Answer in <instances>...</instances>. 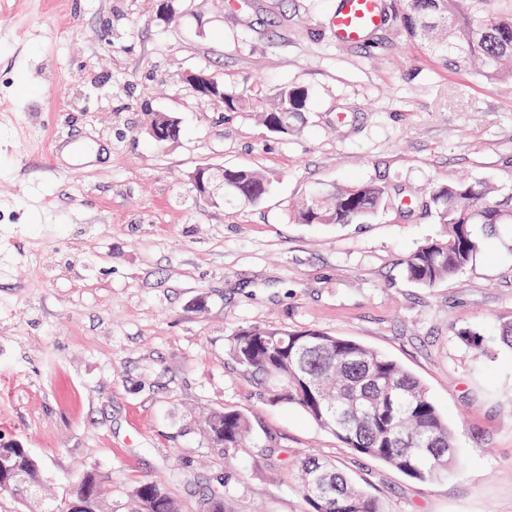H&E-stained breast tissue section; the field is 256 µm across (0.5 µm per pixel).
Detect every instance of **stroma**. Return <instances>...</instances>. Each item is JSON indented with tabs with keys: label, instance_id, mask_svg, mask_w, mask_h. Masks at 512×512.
<instances>
[{
	"label": "stroma",
	"instance_id": "stroma-1",
	"mask_svg": "<svg viewBox=\"0 0 512 512\" xmlns=\"http://www.w3.org/2000/svg\"><path fill=\"white\" fill-rule=\"evenodd\" d=\"M337 0H0V443L39 462L46 496L92 470L108 512L161 483L180 512L209 490L224 512H307L294 460L336 462L383 512H512V353L459 330L512 324V233L433 288L404 260L439 230L437 185L512 194V81L451 70L386 18L337 44ZM206 70L235 112L182 76ZM302 86L294 132L263 114ZM181 125L158 144L147 112ZM254 168L257 204L193 191L198 166ZM386 182L369 224H300L311 190ZM319 329L374 348L416 376L448 418L456 460L423 483L363 457L298 408L271 403L224 354L250 326ZM251 418L233 460L209 444L214 409Z\"/></svg>",
	"mask_w": 512,
	"mask_h": 512
}]
</instances>
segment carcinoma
Instances as JSON below:
<instances>
[{
    "instance_id": "carcinoma-1",
    "label": "carcinoma",
    "mask_w": 512,
    "mask_h": 512,
    "mask_svg": "<svg viewBox=\"0 0 512 512\" xmlns=\"http://www.w3.org/2000/svg\"><path fill=\"white\" fill-rule=\"evenodd\" d=\"M395 19L409 37L423 42L447 66L471 70L493 83L504 76L503 61L512 57V0H406ZM205 96L224 97V111L234 112L243 98L229 95L218 82ZM309 92L285 86L275 106L264 115L266 126L288 134L307 109ZM174 138L179 122L163 112L148 114ZM224 193L255 204L269 178L258 170L222 169ZM490 186L459 182L436 186L425 200L426 211L441 232L405 261L408 279L433 288L460 273L479 249L478 225L512 227V197L491 199ZM390 201L385 183H356L334 193L316 190L303 198L295 217L303 224H364ZM225 354L245 375L274 382L267 390L271 402L299 407L319 427L357 454L381 460L420 482L448 476L455 437L448 421L422 382L388 356L344 336L318 329L288 330L266 326L238 329L228 339ZM210 443L224 457L253 437L248 415L218 409L203 422ZM299 488L307 512H382L379 503L353 484L331 462L306 455L300 463ZM42 483V474L28 449L15 443L0 446V491L29 495ZM130 512H178L166 488L152 481L129 491ZM105 512L100 484L88 471L71 496L56 507L70 512ZM201 512H224V496L208 492Z\"/></svg>"
}]
</instances>
